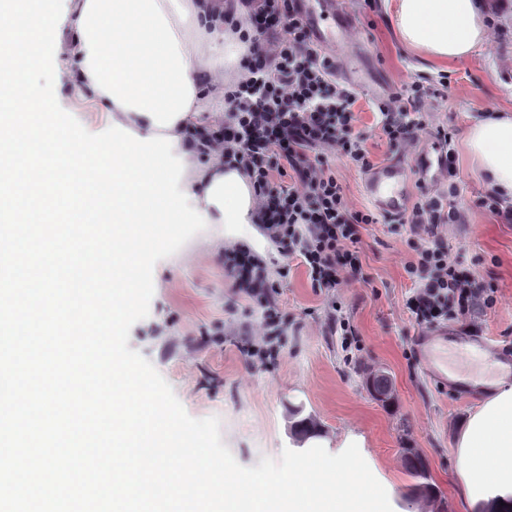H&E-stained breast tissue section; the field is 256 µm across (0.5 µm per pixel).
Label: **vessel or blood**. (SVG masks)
<instances>
[{
	"mask_svg": "<svg viewBox=\"0 0 512 512\" xmlns=\"http://www.w3.org/2000/svg\"><path fill=\"white\" fill-rule=\"evenodd\" d=\"M301 7L309 29L320 45L334 46L336 43V12L327 0H302ZM445 149L441 143H432L430 150H425L417 157L415 164H406L401 159L372 168L365 175V193L375 210L388 217L405 214L411 207V177L419 175L421 180L433 181L441 178ZM468 349L477 357L498 358L499 349L487 339L479 336H449L447 331L437 335L417 337L415 347L419 362L428 375L442 388L452 390L457 395H465L474 391L473 382H458L448 378V370L444 365L443 352L449 344Z\"/></svg>",
	"mask_w": 512,
	"mask_h": 512,
	"instance_id": "1",
	"label": "vessel or blood"
}]
</instances>
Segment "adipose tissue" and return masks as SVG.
I'll return each mask as SVG.
<instances>
[{"instance_id":"adipose-tissue-1","label":"adipose tissue","mask_w":512,"mask_h":512,"mask_svg":"<svg viewBox=\"0 0 512 512\" xmlns=\"http://www.w3.org/2000/svg\"><path fill=\"white\" fill-rule=\"evenodd\" d=\"M224 0H66L64 11L34 13L39 36L66 38L65 49L41 44L28 68L29 102L57 109L55 89L101 106L112 135L48 125L35 138H67L72 159L122 155L125 170L155 181L173 166L189 170L177 191H149L143 204L161 224L250 223L248 178L200 154L191 133L201 114L224 99L219 62H238L247 46L224 29ZM482 0H390L389 22L409 47L440 61L468 56L485 39ZM466 142L487 189L512 199V114L471 124ZM459 489L469 504L512 505V384L499 379L468 415L456 441Z\"/></svg>"}]
</instances>
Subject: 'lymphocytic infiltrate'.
I'll use <instances>...</instances> for the list:
<instances>
[{"label":"lymphocytic infiltrate","instance_id":"f902f5d3","mask_svg":"<svg viewBox=\"0 0 512 512\" xmlns=\"http://www.w3.org/2000/svg\"><path fill=\"white\" fill-rule=\"evenodd\" d=\"M238 2L225 8L224 23L249 52L224 87L223 121L202 135L200 149L249 177L255 225L282 257L300 260L311 287L332 296L362 279L358 229L378 221L371 209L352 206L332 162L338 156L363 172L373 165L359 127V93L337 78L335 60L314 43L299 0ZM447 99L442 74L375 100L382 137L394 148L414 141L436 104ZM458 196L453 182L443 193L421 192L401 218L414 251L405 267L414 283L406 308L418 327L452 321L473 333L477 313L493 307L497 295L448 257L445 229L465 221ZM224 274L236 293L262 310L260 319L243 326L238 349L249 368H269L288 329L278 286L245 246L225 248Z\"/></svg>","mask_w":512,"mask_h":512}]
</instances>
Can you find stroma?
Instances as JSON below:
<instances>
[{
  "instance_id": "1",
  "label": "stroma",
  "mask_w": 512,
  "mask_h": 512,
  "mask_svg": "<svg viewBox=\"0 0 512 512\" xmlns=\"http://www.w3.org/2000/svg\"><path fill=\"white\" fill-rule=\"evenodd\" d=\"M485 2L487 20L498 27L496 39L453 62L428 59L403 44L385 6L371 11L362 0H339L338 6L356 22L359 126L373 161L412 160L433 141V128L451 133L466 221L449 225L448 256L478 285L496 289L498 302L481 313L480 331L512 348V224L481 206L486 188L464 141L475 120L512 111V0ZM441 73L448 76V99L432 112L431 132L403 148L389 147L375 126L372 100ZM59 96L68 121L108 134L104 114L77 99L68 83H61ZM230 244L255 251L280 285L288 334L266 370L246 368L237 348L238 326L250 319L252 308L224 275V248ZM359 247L363 280L339 288L331 300L311 288L298 262L284 263L254 225L206 226L155 264L149 315L132 326L128 346L151 362L191 417L219 419L222 442L242 466L279 459L287 448L300 450L290 427L309 418L317 428L316 444L329 453L357 443L393 512H472L458 492L454 444L458 423L479 399L439 387L418 364L413 340L419 329L406 309L413 286L404 271L412 255L410 229L380 217L361 229ZM334 315L354 329L351 346L330 331ZM375 372L388 377L389 395L371 389L368 377ZM410 452L426 463L433 496L418 492L406 461Z\"/></svg>"
}]
</instances>
